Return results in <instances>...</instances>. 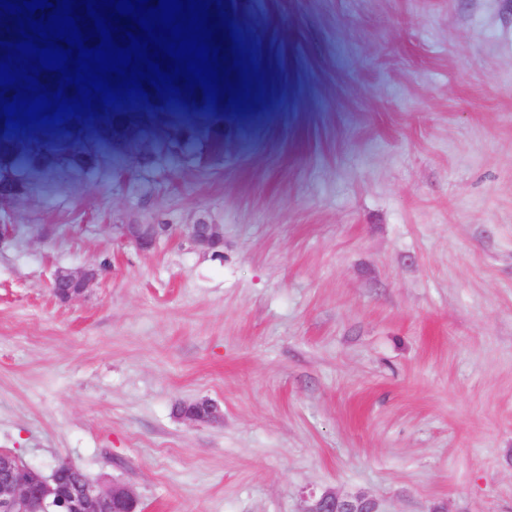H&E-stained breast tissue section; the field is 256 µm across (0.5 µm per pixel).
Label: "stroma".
Masks as SVG:
<instances>
[{
  "label": "stroma",
  "instance_id": "1",
  "mask_svg": "<svg viewBox=\"0 0 512 512\" xmlns=\"http://www.w3.org/2000/svg\"><path fill=\"white\" fill-rule=\"evenodd\" d=\"M266 112L89 127L9 209L0 452L141 512H512V0H224ZM219 224L142 252L116 224ZM94 267L63 303L57 269ZM215 403L192 423L181 405ZM187 235L193 243L208 249L224 244V231L219 224H187ZM302 512H381L376 498L367 494L341 496L332 491L312 494Z\"/></svg>",
  "mask_w": 512,
  "mask_h": 512
}]
</instances>
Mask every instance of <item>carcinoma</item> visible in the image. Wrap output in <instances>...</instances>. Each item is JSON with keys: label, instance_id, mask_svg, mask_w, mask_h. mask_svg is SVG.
I'll use <instances>...</instances> for the list:
<instances>
[{"label": "carcinoma", "instance_id": "1", "mask_svg": "<svg viewBox=\"0 0 512 512\" xmlns=\"http://www.w3.org/2000/svg\"><path fill=\"white\" fill-rule=\"evenodd\" d=\"M202 92L203 89H196L194 101L187 93L175 101L167 93L160 99L153 91L145 100L115 107L107 105L91 117L84 113L56 124H28L9 129L0 123V173L9 172L14 182L29 193L35 187L31 176L39 173L62 177L68 171H75L94 175L98 171L96 149L72 145L74 137L89 127L90 122L104 123L113 136L128 137L136 129V116L151 120L160 114L207 112L211 106Z\"/></svg>", "mask_w": 512, "mask_h": 512}]
</instances>
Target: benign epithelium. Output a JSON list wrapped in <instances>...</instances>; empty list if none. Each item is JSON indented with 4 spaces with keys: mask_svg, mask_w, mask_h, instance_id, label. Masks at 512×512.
<instances>
[{
    "mask_svg": "<svg viewBox=\"0 0 512 512\" xmlns=\"http://www.w3.org/2000/svg\"><path fill=\"white\" fill-rule=\"evenodd\" d=\"M112 234L146 252L160 240L176 237L181 231L172 224H114ZM187 235L193 243L208 249L224 244V231L219 224H189ZM97 276L94 268H60L53 274L51 291L61 301L74 300L85 294ZM183 417L191 422H214L219 414L210 403H196L184 408ZM1 459L4 464L0 472V512H137V494L127 483L85 482L70 488L56 474L46 475L35 466L24 465L10 453L1 452ZM303 512H380V509L378 500L370 495L341 496L326 491L319 496L311 495Z\"/></svg>",
    "mask_w": 512,
    "mask_h": 512,
    "instance_id": "7a95c632",
    "label": "benign epithelium"
}]
</instances>
